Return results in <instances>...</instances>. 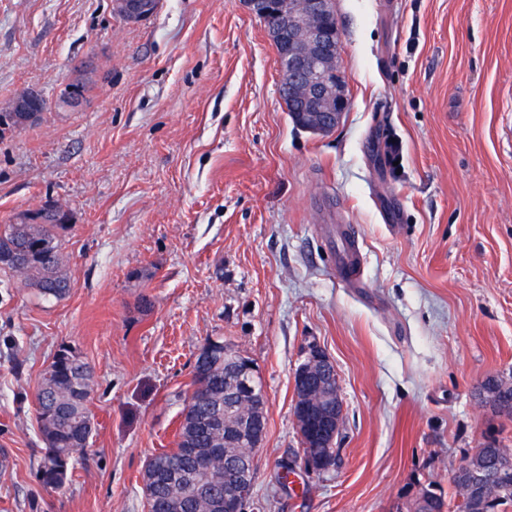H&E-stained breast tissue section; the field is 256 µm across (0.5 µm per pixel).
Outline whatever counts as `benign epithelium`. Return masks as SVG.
<instances>
[{"instance_id":"7a95c632","label":"benign epithelium","mask_w":512,"mask_h":512,"mask_svg":"<svg viewBox=\"0 0 512 512\" xmlns=\"http://www.w3.org/2000/svg\"><path fill=\"white\" fill-rule=\"evenodd\" d=\"M246 6L268 24L270 37L278 45L281 76L289 98L301 96L308 104V113L301 117V128L324 134L333 130L348 108L345 88L334 84L339 51L337 33L328 23L330 4L327 0H245ZM113 12L129 23H138L155 11L154 0H111ZM79 98L64 97L51 101L42 94L29 91L13 103V111L39 116L61 106L74 107ZM308 369L329 366L332 361L317 346L308 347ZM302 393L322 391L336 400V412L320 417L316 432L331 444L342 434L344 407L337 388L325 382L321 375L307 377L300 372L294 379ZM237 385L246 392L259 389L258 373L250 365L239 371ZM467 475V485L480 486L488 478L478 464L466 460L454 471ZM253 481L242 484L236 473H224V510L244 512Z\"/></svg>"}]
</instances>
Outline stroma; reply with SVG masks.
Here are the masks:
<instances>
[{
  "label": "stroma",
  "mask_w": 512,
  "mask_h": 512,
  "mask_svg": "<svg viewBox=\"0 0 512 512\" xmlns=\"http://www.w3.org/2000/svg\"><path fill=\"white\" fill-rule=\"evenodd\" d=\"M349 107L297 127L277 49L243 0H0V113L78 107L0 135V225L70 214V292L0 269V512H147L143 471L175 448L207 340L262 379L267 429L246 512H397L512 417L479 394L512 373V0H335ZM342 213L363 257L333 267ZM336 366L335 466L278 475L310 344ZM95 369V432L65 486L36 478L41 375L60 345ZM154 0H113V12L129 23H138L155 11ZM80 98L73 96L51 101L38 92H26L14 101L12 112L0 113V133L22 127L32 120L33 117L25 112L39 117L43 112H49L61 106L75 107Z\"/></svg>",
  "instance_id": "obj_1"
}]
</instances>
